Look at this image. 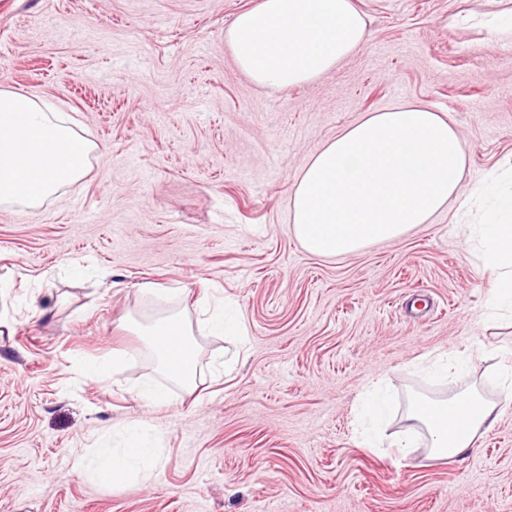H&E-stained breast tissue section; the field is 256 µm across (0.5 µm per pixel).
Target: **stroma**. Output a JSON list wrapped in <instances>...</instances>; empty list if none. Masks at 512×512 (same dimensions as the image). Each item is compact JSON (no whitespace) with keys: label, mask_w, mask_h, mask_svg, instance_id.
I'll list each match as a JSON object with an SVG mask.
<instances>
[{"label":"stroma","mask_w":512,"mask_h":512,"mask_svg":"<svg viewBox=\"0 0 512 512\" xmlns=\"http://www.w3.org/2000/svg\"><path fill=\"white\" fill-rule=\"evenodd\" d=\"M258 2L0 0V86L95 144L78 183L0 207V512H512V322L486 315L496 280L462 218L493 176L512 185V0H353L364 46L285 90L248 79L225 39ZM408 103L457 130L460 196L399 239L310 254L289 229L296 176ZM204 292L246 342L194 334L186 390L137 328ZM439 355L464 373L438 377ZM145 378L167 402L137 395ZM471 387L496 408L462 455L435 456L424 430L393 447L417 401ZM133 422L155 438L150 480L74 472Z\"/></svg>","instance_id":"stroma-1"}]
</instances>
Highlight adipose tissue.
<instances>
[{
  "mask_svg": "<svg viewBox=\"0 0 512 512\" xmlns=\"http://www.w3.org/2000/svg\"><path fill=\"white\" fill-rule=\"evenodd\" d=\"M366 19L353 0H260L240 12L227 30L238 69L256 84L285 89L311 81L358 50ZM93 150L70 118L49 101L0 89V205L37 208L62 187L82 179ZM466 154L454 127L429 107L406 104L369 113L346 128L306 164L292 191V233L311 254L336 257L365 245L394 240L426 223L460 192ZM505 220L482 225L487 266L498 278L488 304L512 310V195L501 198ZM220 331L223 310L201 309L196 323L175 309L147 329V350L156 371L193 387L197 347L193 328ZM495 407L464 390L426 402L411 414L397 447L408 448L419 429L431 436L436 456L462 454L491 420ZM130 446L101 450L94 468L113 484L154 471L156 451L141 427Z\"/></svg>",
  "mask_w": 512,
  "mask_h": 512,
  "instance_id": "obj_1",
  "label": "adipose tissue"
}]
</instances>
